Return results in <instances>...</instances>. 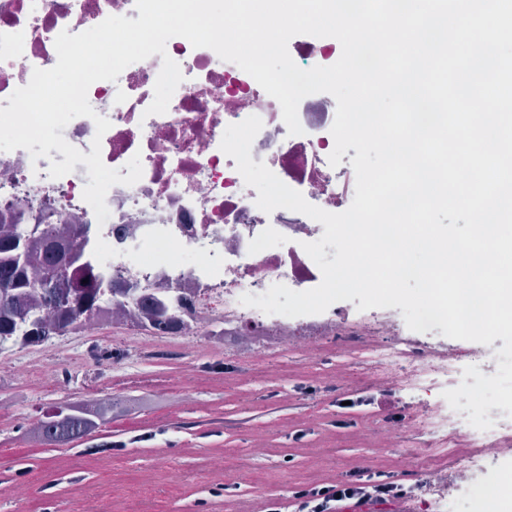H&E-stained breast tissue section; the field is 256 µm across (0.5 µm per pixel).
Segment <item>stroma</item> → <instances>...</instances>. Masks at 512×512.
Listing matches in <instances>:
<instances>
[{
	"instance_id": "1",
	"label": "stroma",
	"mask_w": 512,
	"mask_h": 512,
	"mask_svg": "<svg viewBox=\"0 0 512 512\" xmlns=\"http://www.w3.org/2000/svg\"><path fill=\"white\" fill-rule=\"evenodd\" d=\"M108 325L73 332L81 365L43 347L35 381L18 376L20 351L0 349V512H291L292 493L347 472L456 470L468 440L424 443L404 428L395 446L377 436L407 412L413 392L373 405L377 386L345 340L316 354L261 343L240 357L230 341L201 333L161 347L133 346ZM112 357L99 366L96 351ZM344 397L364 398L344 408ZM110 398L118 408L65 447L38 434L54 408Z\"/></svg>"
}]
</instances>
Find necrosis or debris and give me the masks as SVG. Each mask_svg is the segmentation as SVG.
Listing matches in <instances>:
<instances>
[{"instance_id": "1", "label": "necrosis or debris", "mask_w": 512, "mask_h": 512, "mask_svg": "<svg viewBox=\"0 0 512 512\" xmlns=\"http://www.w3.org/2000/svg\"><path fill=\"white\" fill-rule=\"evenodd\" d=\"M111 15L138 19L135 0H0V108L28 84L33 69L56 64L60 32L80 33ZM166 55L179 64L184 80L167 112L150 116L146 109ZM87 98L111 126L99 138L93 120L78 117L63 129L66 141L88 155L93 139H100L103 163L119 175H128L133 155H140L143 167L136 184H118L107 193L110 216L96 231L99 258L140 292L176 289L185 333L222 318L225 335L243 354L261 337L313 352L340 336L355 345L387 389L422 379L432 389L458 386L459 363L496 374L495 347L447 338L438 327L412 331L398 307L361 311L339 301L320 314L286 317L241 304L242 295H258L275 284L295 291L319 285L321 272L303 245L318 240L324 227L299 212L261 211L257 190L245 185L235 159L220 148L224 131L259 116L263 127L252 143V160L265 163L309 203L339 213L350 205L349 187L329 163L335 112L326 104L304 98L298 107L303 132L289 135L279 103L249 74L181 37L168 41L165 55L128 66L117 81L93 83ZM63 159L56 150L38 160L22 148L0 152V215L21 206L49 213L55 224H95L83 198L90 182L86 165L76 164L60 178L49 175L51 161ZM161 246L173 259H149ZM409 416L419 434L451 447L465 438L482 450L480 459L467 461L457 475L435 467L421 476L420 490L438 512H468L490 471L512 478V418L505 410L488 411L494 425L487 430L471 426L468 411L425 400L412 404Z\"/></svg>"}]
</instances>
